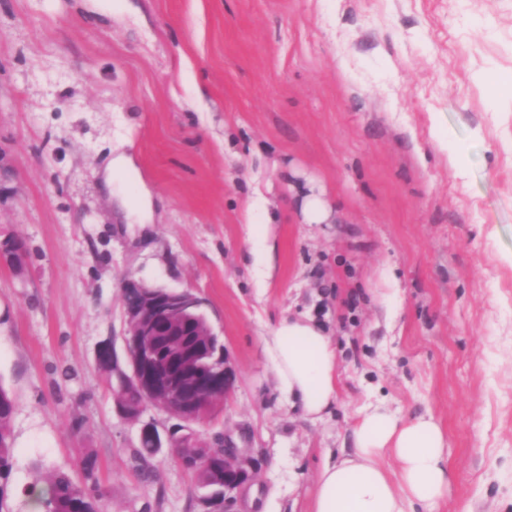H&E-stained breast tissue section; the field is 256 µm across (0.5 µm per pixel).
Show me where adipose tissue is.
I'll return each instance as SVG.
<instances>
[{"instance_id":"ef3b65f1","label":"adipose tissue","mask_w":512,"mask_h":512,"mask_svg":"<svg viewBox=\"0 0 512 512\" xmlns=\"http://www.w3.org/2000/svg\"><path fill=\"white\" fill-rule=\"evenodd\" d=\"M263 345L289 405L323 419L337 399L338 357L322 325L306 313L283 318ZM451 483L448 441L434 418L403 422L379 405L357 422L352 450L321 470L312 512H436Z\"/></svg>"}]
</instances>
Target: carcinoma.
<instances>
[{
	"mask_svg": "<svg viewBox=\"0 0 512 512\" xmlns=\"http://www.w3.org/2000/svg\"><path fill=\"white\" fill-rule=\"evenodd\" d=\"M16 404L11 393L0 385V512H10L7 506L6 487L11 475L15 448L12 423ZM202 457L203 465L194 472L198 487L220 491L224 486V459L220 448H184ZM84 482L75 481L67 472L52 475L48 488L39 493L37 502L44 512H99L96 499L88 491L87 483L93 481L98 470V455L89 449L80 461Z\"/></svg>",
	"mask_w": 512,
	"mask_h": 512,
	"instance_id": "carcinoma-1",
	"label": "carcinoma"
}]
</instances>
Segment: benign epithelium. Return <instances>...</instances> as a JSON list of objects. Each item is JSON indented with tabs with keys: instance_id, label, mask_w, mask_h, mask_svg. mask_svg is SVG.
<instances>
[{
	"instance_id": "benign-epithelium-1",
	"label": "benign epithelium",
	"mask_w": 512,
	"mask_h": 512,
	"mask_svg": "<svg viewBox=\"0 0 512 512\" xmlns=\"http://www.w3.org/2000/svg\"><path fill=\"white\" fill-rule=\"evenodd\" d=\"M124 294L125 355L119 357L113 340H102L96 357L112 358V397L116 413L140 424L139 439L150 438L155 448L202 445L192 425L209 405L226 397L234 381L229 354L206 322L199 299L190 291L148 285L127 276L120 281ZM205 337L208 360H199ZM139 396L133 404L128 393ZM150 407L163 409L182 421L180 436L161 433L152 420L143 419ZM224 447V497L202 498L207 512H236L238 496L253 481L260 461L254 452L239 448L231 437Z\"/></svg>"
}]
</instances>
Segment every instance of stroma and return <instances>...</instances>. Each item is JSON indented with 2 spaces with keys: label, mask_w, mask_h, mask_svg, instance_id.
Listing matches in <instances>:
<instances>
[{
  "label": "stroma",
  "mask_w": 512,
  "mask_h": 512,
  "mask_svg": "<svg viewBox=\"0 0 512 512\" xmlns=\"http://www.w3.org/2000/svg\"><path fill=\"white\" fill-rule=\"evenodd\" d=\"M509 84L512 0H0V238L27 248L0 263L11 512L88 448L100 512L202 508L169 449L135 462L97 366L127 273L194 293L228 350L232 389L195 430L261 455L238 512H311L379 404L445 431L439 512H512ZM117 146L132 166L108 185ZM306 185L331 223H304ZM144 189L153 220L130 223ZM302 312L339 364L314 423L262 344Z\"/></svg>",
  "instance_id": "1"
}]
</instances>
